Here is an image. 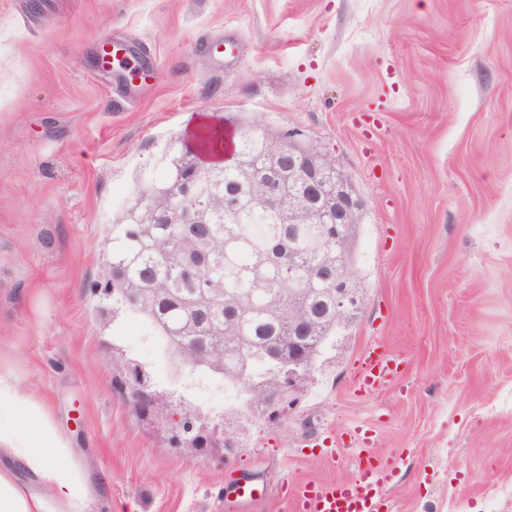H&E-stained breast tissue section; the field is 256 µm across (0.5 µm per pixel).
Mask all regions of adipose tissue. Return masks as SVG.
I'll use <instances>...</instances> for the list:
<instances>
[{"mask_svg": "<svg viewBox=\"0 0 512 512\" xmlns=\"http://www.w3.org/2000/svg\"><path fill=\"white\" fill-rule=\"evenodd\" d=\"M0 512H86L91 490L70 459V450L43 410L0 379ZM29 472L39 486L21 485L16 469Z\"/></svg>", "mask_w": 512, "mask_h": 512, "instance_id": "1", "label": "adipose tissue"}]
</instances>
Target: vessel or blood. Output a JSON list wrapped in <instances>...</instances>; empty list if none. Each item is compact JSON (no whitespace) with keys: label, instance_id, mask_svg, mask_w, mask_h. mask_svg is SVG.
I'll return each instance as SVG.
<instances>
[{"label":"vessel or blood","instance_id":"obj_1","mask_svg":"<svg viewBox=\"0 0 512 512\" xmlns=\"http://www.w3.org/2000/svg\"><path fill=\"white\" fill-rule=\"evenodd\" d=\"M101 70L118 72L126 87H140L152 76L123 41L98 58ZM400 365L399 358L383 349L369 348L364 355L360 385L375 389L389 382ZM353 473L342 482H301L291 487L297 512H380L382 476L370 449H359L352 457Z\"/></svg>","mask_w":512,"mask_h":512}]
</instances>
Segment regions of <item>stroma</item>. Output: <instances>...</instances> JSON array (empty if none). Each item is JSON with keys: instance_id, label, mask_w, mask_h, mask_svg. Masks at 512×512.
Wrapping results in <instances>:
<instances>
[{"instance_id": "obj_1", "label": "stroma", "mask_w": 512, "mask_h": 512, "mask_svg": "<svg viewBox=\"0 0 512 512\" xmlns=\"http://www.w3.org/2000/svg\"><path fill=\"white\" fill-rule=\"evenodd\" d=\"M119 38L157 68L98 71ZM210 117L297 129L365 202V301L281 421L209 458L115 389L91 292L140 184ZM402 360L356 389L362 351ZM0 377L76 450L94 512H294L370 432L381 512H512V0H0ZM273 485L240 503L230 476Z\"/></svg>"}]
</instances>
